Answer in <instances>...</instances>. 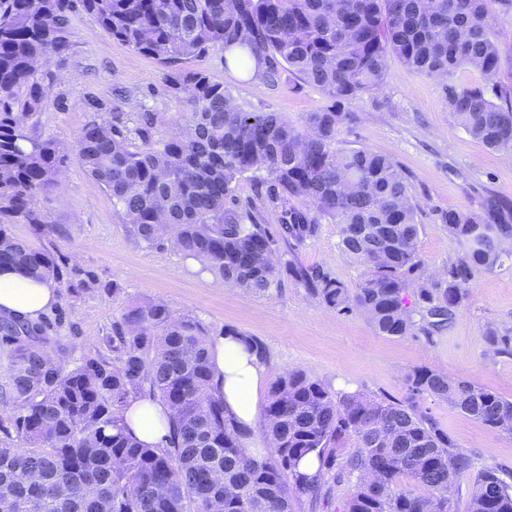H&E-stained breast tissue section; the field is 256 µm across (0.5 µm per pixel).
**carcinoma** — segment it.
<instances>
[{
  "label": "carcinoma",
  "mask_w": 512,
  "mask_h": 512,
  "mask_svg": "<svg viewBox=\"0 0 512 512\" xmlns=\"http://www.w3.org/2000/svg\"><path fill=\"white\" fill-rule=\"evenodd\" d=\"M512 0H0V265L59 282L78 273L56 252L17 238L10 225L52 231L36 199L59 185L64 153L29 129L47 108L55 67L72 50V13L155 58L167 92L183 107L162 134V115L142 103L114 104L92 118L74 149L112 197L140 245L175 242L224 285L265 294L286 270L306 293L338 312L360 311L381 336L427 341L468 297L474 276L512 259V200L488 197L481 211L443 218L463 246L442 277L403 295L420 271V207L386 155L336 148L346 115L310 113L301 126L276 112H245L224 84L178 65L211 51L264 57L266 83L288 74L336 101L383 88L392 58L442 82L459 125L493 152H512V85L500 80L493 5ZM461 69L485 84L458 87ZM254 195H237L244 173ZM278 228H267L266 205ZM323 223L338 227L342 253L365 268L350 290L298 251ZM10 346L16 413L0 423V512H291L292 501L330 503L348 487L342 512H451L469 460L418 410L424 395L448 401L488 430L512 435V399L420 366L408 399L338 395L301 370L279 375L262 408L267 455L252 458L244 431L209 393L211 336L191 315L134 303L112 322V361L84 356L51 363L40 326L0 323ZM512 356V334L486 331ZM131 398L170 411L164 444L137 441L123 418ZM304 460L318 464L307 477ZM466 512H512V481L477 473Z\"/></svg>",
  "instance_id": "1"
}]
</instances>
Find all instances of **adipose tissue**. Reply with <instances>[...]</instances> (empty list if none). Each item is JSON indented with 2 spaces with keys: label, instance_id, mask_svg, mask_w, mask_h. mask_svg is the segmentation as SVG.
Returning <instances> with one entry per match:
<instances>
[{
  "label": "adipose tissue",
  "instance_id": "adipose-tissue-1",
  "mask_svg": "<svg viewBox=\"0 0 512 512\" xmlns=\"http://www.w3.org/2000/svg\"><path fill=\"white\" fill-rule=\"evenodd\" d=\"M58 298L53 280H34L9 268H0V319L35 323ZM213 380L211 392L224 401L227 414L245 430L259 417L260 387L266 367L241 337H216L210 348ZM168 408L146 399L130 401L124 418L134 436L149 445L162 444L168 432Z\"/></svg>",
  "mask_w": 512,
  "mask_h": 512
}]
</instances>
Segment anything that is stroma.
Listing matches in <instances>:
<instances>
[{"label":"stroma","instance_id":"35a3bbf8","mask_svg":"<svg viewBox=\"0 0 512 512\" xmlns=\"http://www.w3.org/2000/svg\"><path fill=\"white\" fill-rule=\"evenodd\" d=\"M72 40L71 54L36 129L38 135L56 139L66 155L64 191L37 200L54 232L42 235L32 224L12 227L33 244L55 248L79 271L70 284H59L58 300L43 317L50 326L47 341L58 357L71 364L85 355L112 359L105 338L113 320L130 303L155 301L173 314L196 316L211 335L231 327L261 339L269 352L270 381L300 369L339 394L359 391L401 401L407 396V374L427 366L512 398V357L493 354L483 339L490 327L512 331V261L477 274L467 301L429 342L421 335H377L361 312L330 310L286 275L280 288L267 295L232 291L200 261L171 246L137 245L110 195L85 172L72 142L94 115L91 99L112 103L116 90L163 112L168 120L178 105L166 92L165 68L108 37L91 15H73ZM181 68L207 71L247 112H277L293 121L334 105L347 113L336 137L338 147H363L390 157L420 207V279L438 277L462 255L443 215L479 212L491 194L512 198V153L489 151L472 138L449 111L443 83L399 60L389 61L380 92L341 104L295 77L273 87L257 85L225 69L215 52L184 60ZM299 260L323 266L351 289L363 272L339 250L333 224L322 225ZM419 406L469 456L472 472L493 467L512 476V435L489 431L435 397H423Z\"/></svg>","mask_w":512,"mask_h":512}]
</instances>
